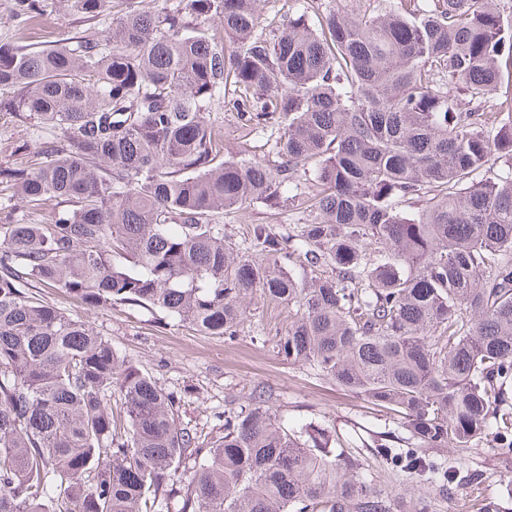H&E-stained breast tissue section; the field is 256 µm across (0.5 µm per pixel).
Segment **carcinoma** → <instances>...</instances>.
Returning <instances> with one entry per match:
<instances>
[{
	"instance_id": "1",
	"label": "carcinoma",
	"mask_w": 512,
	"mask_h": 512,
	"mask_svg": "<svg viewBox=\"0 0 512 512\" xmlns=\"http://www.w3.org/2000/svg\"><path fill=\"white\" fill-rule=\"evenodd\" d=\"M76 2L96 18L112 0ZM123 2L103 45L0 46V88L40 136L37 166L5 184L71 205L0 224V512H394L324 429L284 426L260 393L218 441L182 426L181 397L38 284L229 338L259 294L288 306L285 360L401 417L414 447L380 453L408 475L427 449L511 457L512 19L495 0H416L269 30L264 0ZM220 99L234 156L205 116ZM496 158L511 165L485 177ZM302 185L298 233L255 224L252 255L225 239L217 215Z\"/></svg>"
}]
</instances>
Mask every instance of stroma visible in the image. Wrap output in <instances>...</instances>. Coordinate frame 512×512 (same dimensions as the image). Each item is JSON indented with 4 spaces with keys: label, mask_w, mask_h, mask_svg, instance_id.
<instances>
[{
    "label": "stroma",
    "mask_w": 512,
    "mask_h": 512,
    "mask_svg": "<svg viewBox=\"0 0 512 512\" xmlns=\"http://www.w3.org/2000/svg\"><path fill=\"white\" fill-rule=\"evenodd\" d=\"M110 30L108 20L87 18L72 0H38L32 13L25 12L23 0H0V45L39 50L80 38L102 43ZM12 95V90H0L1 170L32 167L38 149L31 121L3 106ZM306 217L294 201L273 210L256 202L244 211L224 213L218 221L226 238L241 243L253 225L271 222L281 233L292 234ZM36 294L71 316L90 317L119 355L181 395V423L206 439L222 437L225 413L247 411L249 394L264 391L285 423L312 422L327 429L333 447L358 461L367 480L401 512H410L411 484L375 453L381 443L403 445L407 431L398 417L373 409L310 366L288 363L279 354L278 341L288 331L287 306L255 298L237 336L228 340L176 321L157 322L140 307L115 305L91 314L78 299L55 288L42 286ZM431 458L445 465L465 459L470 469L484 475L483 496L500 501L503 512H512V459L492 456L480 446L466 451L439 448Z\"/></svg>",
    "instance_id": "obj_1"
}]
</instances>
